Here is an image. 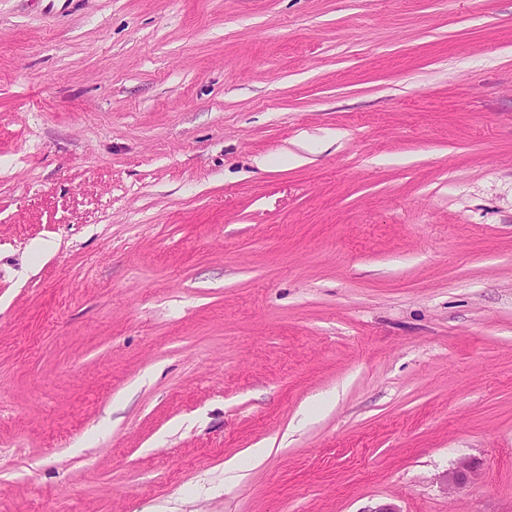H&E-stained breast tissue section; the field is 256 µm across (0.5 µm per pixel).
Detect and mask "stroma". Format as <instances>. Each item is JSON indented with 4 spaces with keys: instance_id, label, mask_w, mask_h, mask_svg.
<instances>
[{
    "instance_id": "35a3bbf8",
    "label": "stroma",
    "mask_w": 512,
    "mask_h": 512,
    "mask_svg": "<svg viewBox=\"0 0 512 512\" xmlns=\"http://www.w3.org/2000/svg\"><path fill=\"white\" fill-rule=\"evenodd\" d=\"M387 503L512 512V0H0V512Z\"/></svg>"
}]
</instances>
